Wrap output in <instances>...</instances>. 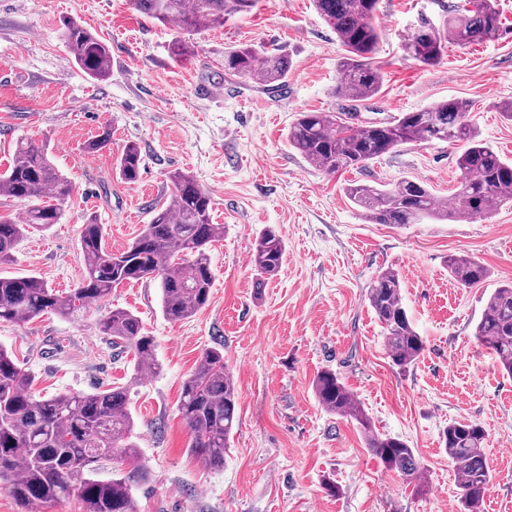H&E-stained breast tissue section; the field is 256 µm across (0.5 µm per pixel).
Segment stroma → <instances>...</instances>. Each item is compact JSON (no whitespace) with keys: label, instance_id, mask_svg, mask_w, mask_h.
<instances>
[{"label":"stroma","instance_id":"35a3bbf8","mask_svg":"<svg viewBox=\"0 0 512 512\" xmlns=\"http://www.w3.org/2000/svg\"><path fill=\"white\" fill-rule=\"evenodd\" d=\"M498 39L449 45L436 65L402 49L419 10L432 0H380L382 35L374 63L380 93L359 105L353 125L386 122L432 102L464 98L483 139L512 162V122L498 104L512 99V0H498ZM95 30L112 52L103 81L75 62L64 21ZM175 25L154 22L128 0H0V172L16 140L45 143L73 184L58 224L32 229L0 271L35 275L59 294L80 282V230L104 224L107 243L123 250L171 196L170 172H191L212 197L224 235L210 249L214 284L208 305L168 322L157 280L114 288L76 318L47 314L27 323L0 321V346L34 379L36 392L129 389L132 439L151 472L137 488L138 512H459L457 482L441 442L455 421L486 432L492 482L483 512H512V377L474 336L486 300L512 281V207L464 222L370 224L346 197L351 180L426 182L452 198L461 144H407L366 168L328 175L288 145L289 124L304 111L336 112L333 93L343 48L313 0H259L248 14L192 35L196 55L168 53ZM255 43L289 55L280 92L257 80L224 76L218 100L200 85L220 68L229 44ZM112 132V147L90 155L85 142ZM136 144L140 179L113 168L114 153ZM282 233L287 252L277 276L254 288L251 249L266 228ZM484 263L490 276L466 288L448 272L450 255ZM395 269L408 314L426 347L416 363L394 366L367 289ZM132 311L156 342L159 370L146 373L131 353H117L98 325L112 309ZM208 348L223 350L239 390L238 423L220 469L189 450L178 413L184 380ZM336 370L377 432L414 448L420 484L387 469L356 423L319 405L314 379Z\"/></svg>","mask_w":512,"mask_h":512}]
</instances>
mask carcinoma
I'll return each mask as SVG.
<instances>
[{
	"mask_svg": "<svg viewBox=\"0 0 512 512\" xmlns=\"http://www.w3.org/2000/svg\"><path fill=\"white\" fill-rule=\"evenodd\" d=\"M258 0H129L137 12L163 25L174 23L186 33L224 26V20L252 11ZM321 18L335 32L344 54L338 62L336 98L363 102L379 93L383 74L374 64L380 34L374 23L379 0H314ZM496 0H464L451 6L435 23L425 13L404 43L405 51L424 66L442 60L448 42L483 43L501 31ZM64 39L76 63L96 80L109 77V47L90 29L66 21ZM169 54L182 60L195 54L194 45L175 38ZM289 56L255 44L224 48V74L256 78L267 87L286 82ZM471 102L459 98L438 101L389 122L355 127L337 112H301L288 127V145L306 161L331 175L357 170L398 147L433 140L463 143L456 159L455 192L460 203L441 205L420 180L395 185L350 183L348 199L370 224H418L425 219L465 221L488 216L497 207L512 205V165L480 138L470 118ZM112 143L105 130L85 146L96 154ZM143 164L140 149L126 145L116 159L121 179L134 183ZM173 185L168 204L157 210L135 240L122 252L108 249L104 225L90 218L80 234L84 275L65 298L39 277H0V320L25 323L44 314L72 317L106 298L127 282L153 278L160 282L162 312L170 322L195 315L210 299L214 272L209 249L224 227L212 223L211 198L190 173L169 176ZM73 191L71 181L53 166L44 144H16L12 162L0 174V195L28 202L21 224L0 218V264L13 259V250L28 228L59 222L61 206ZM286 244L276 229H265L252 247L255 287L279 272ZM448 272L470 288L488 278V268L467 256L448 258ZM371 310L383 329L392 364L405 369L425 350V341L410 320L402 298V281L393 269L378 274L367 289ZM112 346L133 353L136 365L159 369L154 337L126 309H114L100 322ZM476 339L494 353L502 372L512 376V283L490 294L475 328ZM32 376L0 346V489L23 509L56 502L77 493L83 512H137L133 488L150 480V470L131 441L134 421L128 390L122 386L89 394L61 393L50 398L31 391ZM319 404L327 411L354 420L367 446L384 465L409 482H417L422 466L409 444L380 435L360 402L333 369L314 381ZM239 392L216 348L203 352L183 385L178 412L192 434L190 452L210 468L224 467L227 440L236 424ZM485 431L475 422L456 421L443 433L444 448L453 464L460 512H480L491 481L483 451ZM118 458L132 464L107 480L95 478L96 466Z\"/></svg>",
	"mask_w": 512,
	"mask_h": 512,
	"instance_id": "cac0c4a2",
	"label": "carcinoma"
}]
</instances>
